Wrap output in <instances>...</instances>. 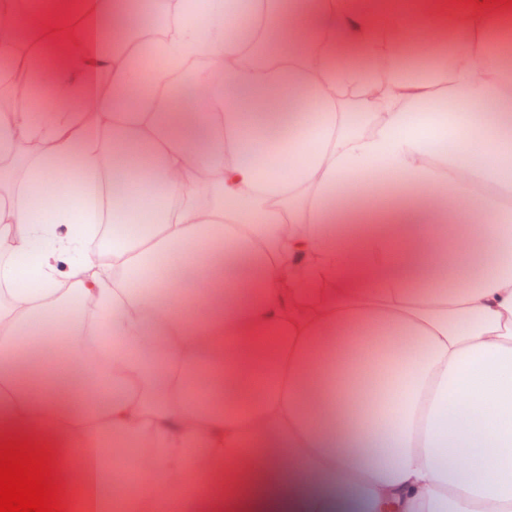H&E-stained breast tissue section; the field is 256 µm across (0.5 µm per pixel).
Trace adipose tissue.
<instances>
[{
  "label": "adipose tissue",
  "instance_id": "1",
  "mask_svg": "<svg viewBox=\"0 0 512 512\" xmlns=\"http://www.w3.org/2000/svg\"><path fill=\"white\" fill-rule=\"evenodd\" d=\"M175 16L0 0L35 84L0 109V443L55 463L61 512H512V6ZM199 56L202 92L161 93ZM371 73L358 128L336 89ZM140 4V30L150 31L160 29L164 37L168 36L172 28V6L176 0H142Z\"/></svg>",
  "mask_w": 512,
  "mask_h": 512
}]
</instances>
